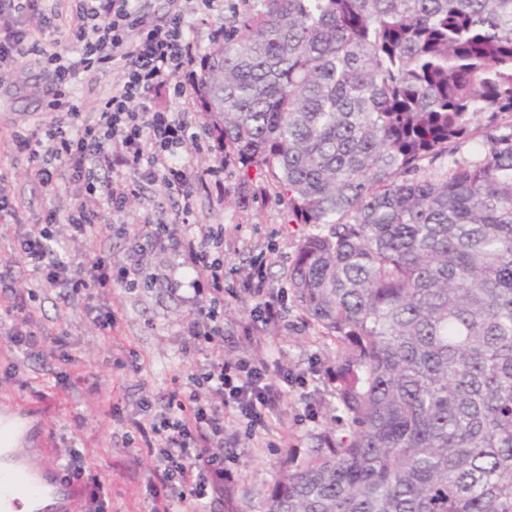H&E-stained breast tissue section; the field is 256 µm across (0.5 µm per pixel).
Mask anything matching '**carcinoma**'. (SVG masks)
I'll return each mask as SVG.
<instances>
[{
  "label": "carcinoma",
  "mask_w": 512,
  "mask_h": 512,
  "mask_svg": "<svg viewBox=\"0 0 512 512\" xmlns=\"http://www.w3.org/2000/svg\"><path fill=\"white\" fill-rule=\"evenodd\" d=\"M200 97L312 227L288 284L341 357L349 435L265 512H512V124L454 158L512 116V0H256Z\"/></svg>",
  "instance_id": "carcinoma-1"
}]
</instances>
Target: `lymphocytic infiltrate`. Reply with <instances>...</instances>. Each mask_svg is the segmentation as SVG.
<instances>
[{
	"label": "lymphocytic infiltrate",
	"mask_w": 512,
	"mask_h": 512,
	"mask_svg": "<svg viewBox=\"0 0 512 512\" xmlns=\"http://www.w3.org/2000/svg\"><path fill=\"white\" fill-rule=\"evenodd\" d=\"M68 14L45 7V0H0V71L24 53L34 31L66 28L64 50L48 54L52 83L47 108L52 114L43 132L18 127L11 136L15 152L29 154L36 166L29 177L52 190L63 183L98 190L110 208L128 213L127 205L145 184H160L177 199L181 216H191L198 188L222 187L223 166L192 169L187 158L195 139L188 118L169 112L168 92L198 90L203 59L188 35L184 13L147 24L130 0H68ZM116 67L119 77L103 105L86 116L70 96L82 77ZM120 228L133 252L168 250L191 279L182 298L189 306L183 326L184 352L201 351L224 342V227L198 224L194 229L161 217L141 219L128 213ZM87 239L111 235L85 204L66 214L48 213L44 223L31 224L14 237L18 260L36 274L40 287L58 289L71 298L93 288L133 287L139 266L114 267L97 256L81 263L60 253L62 232ZM265 256H257L251 272L238 280L240 290L256 300L241 334L251 338L261 327L279 321L285 297L264 274ZM0 298L6 300L15 325L10 343L21 352L36 346L58 348L62 341L35 329L36 315L11 277L0 273ZM282 394L268 364L249 353L234 362L217 360L201 368L194 387L174 385L161 407L142 401L146 419L129 425L138 447L153 461L152 512H209L224 499L230 476L224 467V413L247 421L252 429L267 426Z\"/></svg>",
	"instance_id": "1"
}]
</instances>
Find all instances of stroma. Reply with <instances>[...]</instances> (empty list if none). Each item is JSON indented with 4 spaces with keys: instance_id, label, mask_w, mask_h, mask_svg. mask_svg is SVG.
Masks as SVG:
<instances>
[{
    "instance_id": "stroma-1",
    "label": "stroma",
    "mask_w": 512,
    "mask_h": 512,
    "mask_svg": "<svg viewBox=\"0 0 512 512\" xmlns=\"http://www.w3.org/2000/svg\"><path fill=\"white\" fill-rule=\"evenodd\" d=\"M254 0H224L215 11L200 0H186L184 10L189 35L201 54L214 45L213 29L225 19L243 17ZM53 32L35 35L36 46L15 67L0 77V181L21 198L22 222H42L49 211L66 209L78 195L74 186L46 191L27 177V155L11 152L10 134L15 124L33 119L44 109V90L49 85L44 53L51 48ZM170 111L187 114L197 134L193 164L204 169L224 167V193L199 189L193 224H221L237 240V248L224 254V275L239 280L247 275L258 253H265L266 278L273 288L288 286V270L298 247L311 228L291 222L288 200L266 166L239 161L221 163L207 132L210 121L201 105H189L187 97L170 96ZM16 224L0 226V270L10 272L17 287L35 288L32 307L37 329L66 340L65 360L36 348L19 358L8 342L13 315L0 310V410L19 414L29 426L28 443L39 451L42 462L57 464L63 449L82 452L89 464L109 483L107 512H151V459L129 445L123 428L113 420L137 415L142 399L167 393L172 378L187 382L190 374L211 360L231 359L237 350L249 349L260 361L288 367L303 376L304 385L285 387L265 430L245 432L232 417H225L224 458L233 481L235 512H263L264 499L290 454H304L316 447L320 434L344 435L345 419L334 410L332 371L339 363L336 346L325 330L311 321L294 298H287L282 319L242 344L241 324L255 305L248 294L224 298V344L203 351L181 350L183 320L187 308L167 289V278L189 281L185 269L174 267L169 253L149 251L141 257L159 279L149 287L128 290L114 287L108 300L118 318L111 335H104L88 315V301L77 296L63 301L58 289L36 288L35 277L18 262L13 241ZM20 362L18 377H9L13 362ZM313 404L316 419L302 420L305 404Z\"/></svg>"
}]
</instances>
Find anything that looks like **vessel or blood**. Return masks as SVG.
Here are the masks:
<instances>
[{
  "label": "vessel or blood",
  "instance_id": "b4317fda",
  "mask_svg": "<svg viewBox=\"0 0 512 512\" xmlns=\"http://www.w3.org/2000/svg\"><path fill=\"white\" fill-rule=\"evenodd\" d=\"M70 493V484L57 471L32 465L20 457L0 466V512H19L24 498L40 503L42 512H58V503L68 499Z\"/></svg>",
  "mask_w": 512,
  "mask_h": 512
}]
</instances>
